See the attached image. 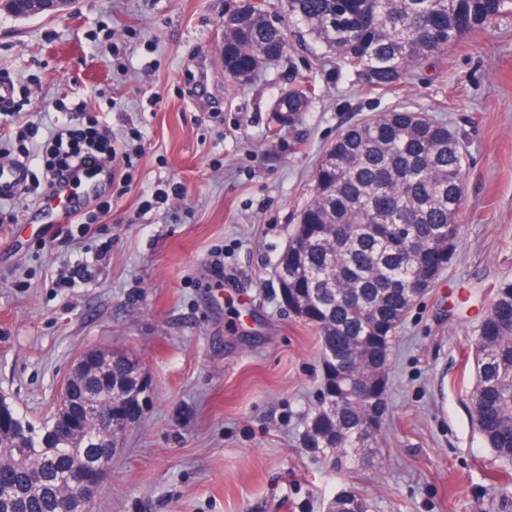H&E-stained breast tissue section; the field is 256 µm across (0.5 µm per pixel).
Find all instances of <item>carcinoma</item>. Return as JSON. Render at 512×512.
Instances as JSON below:
<instances>
[{"label":"carcinoma","mask_w":512,"mask_h":512,"mask_svg":"<svg viewBox=\"0 0 512 512\" xmlns=\"http://www.w3.org/2000/svg\"><path fill=\"white\" fill-rule=\"evenodd\" d=\"M305 35L336 55L372 89H387L447 53L471 33L512 12V0H281ZM266 0H229L224 12V73L249 83L261 67L284 59L290 44L267 23ZM312 92L294 77L272 107V133L308 110ZM464 157L448 127L408 108L370 116L327 149L313 194L299 212L275 268L282 305L320 336L322 383L304 423V447L345 467L382 435L371 429V402L387 414L390 351L417 289L446 269L457 221ZM474 419L499 458H512V282L501 285L478 328ZM130 358L114 353L88 391L101 398L85 419L53 415V446L24 460L14 448L39 444L34 427L0 429V512H58L75 494L66 475L112 454L95 430L124 411L119 384ZM334 512H367L364 500L336 497Z\"/></svg>","instance_id":"1"}]
</instances>
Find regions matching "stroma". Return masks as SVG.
I'll return each instance as SVG.
<instances>
[{
	"instance_id": "obj_1",
	"label": "stroma",
	"mask_w": 512,
	"mask_h": 512,
	"mask_svg": "<svg viewBox=\"0 0 512 512\" xmlns=\"http://www.w3.org/2000/svg\"><path fill=\"white\" fill-rule=\"evenodd\" d=\"M226 6L75 0L26 21L0 10V73L34 90L24 119L46 124L82 100L118 149L139 152L122 178L98 175L100 198L82 206L100 217L91 237L62 242L36 205L0 200V396L37 423L80 353L137 360L149 396L89 512H328L343 490L368 512H512V459L495 456L469 400L477 330L512 282V14L372 91L284 14L291 57L229 80ZM298 71L315 97L271 137L274 101ZM400 107L461 145V235L393 344L382 437L339 470L302 444L319 336L280 305L274 269L323 150ZM83 261L87 275L71 280Z\"/></svg>"
}]
</instances>
